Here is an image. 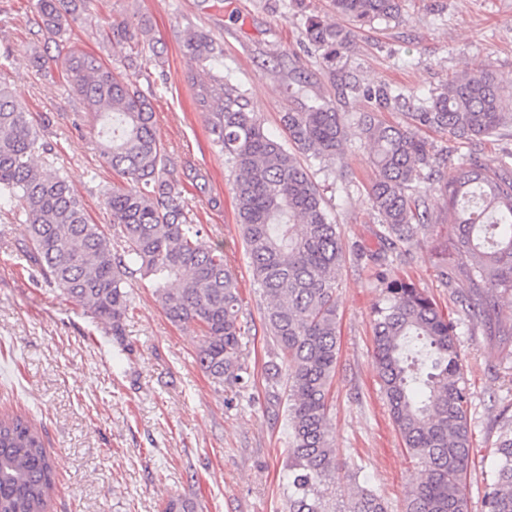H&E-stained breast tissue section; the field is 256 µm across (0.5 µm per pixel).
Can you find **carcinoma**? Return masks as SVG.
Listing matches in <instances>:
<instances>
[{
    "mask_svg": "<svg viewBox=\"0 0 512 512\" xmlns=\"http://www.w3.org/2000/svg\"><path fill=\"white\" fill-rule=\"evenodd\" d=\"M85 0H37L39 26L63 36ZM344 27L312 12L301 41L336 77V61L350 51L355 31L402 17L403 0H330ZM145 24H118L104 40L126 50L138 67ZM183 47L206 69L192 79L198 109L207 113L212 144L233 175L237 223L250 258L253 285L267 301L263 320L273 348L266 362L269 388H284L288 404L286 512H331L327 480L336 469L329 416L339 351L337 288L346 250L328 201L298 154L326 167L343 159L357 134L370 149L373 177L368 198L390 250L411 256L428 224L427 200L436 196L454 227L451 265L437 268L448 287L463 279L469 291L456 302L473 319L512 294V153L486 160L469 153L454 162L437 153L418 130L434 129L475 146L512 130V97L487 65L457 74L428 96L368 85L362 96L375 111L357 119L329 100L310 98L301 112L281 117L288 143L268 135L232 73L214 74L224 58L213 36L188 30ZM64 71L72 91L100 123L102 157L123 179L105 194L112 216V248L102 226L89 220L66 176L53 165L28 110L0 82V206L23 218L28 260L44 283L124 335L132 301L128 278L152 279L167 316L200 329L199 366L219 383H246L250 367L242 339L249 333L238 279L224 248L210 242L190 217L154 128L149 94L128 74L93 54L69 50ZM412 104V126L387 125L377 113ZM382 284L372 308L373 361L390 417L405 448L424 471L405 512H468L464 482L472 461L469 410L473 391L458 343L457 319L406 279ZM494 464L483 493L484 512H512V418L503 417ZM55 467L42 430L24 414L0 415V512H45ZM345 512H389L371 489L358 490Z\"/></svg>",
    "mask_w": 512,
    "mask_h": 512,
    "instance_id": "carcinoma-1",
    "label": "carcinoma"
}]
</instances>
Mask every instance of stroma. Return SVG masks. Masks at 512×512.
I'll list each match as a JSON object with an SVG mask.
<instances>
[{"instance_id": "35a3bbf8", "label": "stroma", "mask_w": 512, "mask_h": 512, "mask_svg": "<svg viewBox=\"0 0 512 512\" xmlns=\"http://www.w3.org/2000/svg\"><path fill=\"white\" fill-rule=\"evenodd\" d=\"M305 10L327 13V0H303L298 8L291 0H89L55 43L39 30L36 0H0V21L9 26L0 82L42 119L56 166L96 224H110L105 193L120 178L101 157L95 121L67 90L63 58L76 47L122 67V53L106 48L103 34L120 22L149 23L154 48L144 52L134 79L152 89L156 132L179 188L196 223L223 244L242 311L253 323L244 338L252 375L241 387L220 384L199 367V330L169 320L141 276L128 281L134 304L123 338L115 339L90 311L36 276L24 257L23 223L0 212V411L31 416L43 432L56 465L47 512H163L173 495L194 502L196 512H285L288 422L284 400L272 397L264 377L272 350L262 320L266 302L251 280L232 176L195 103L189 77L199 67L182 40L190 28L219 39L224 65L251 109L283 141L280 116L300 111L304 96L330 99L342 112L371 108L334 86L302 43ZM343 63L357 84L422 94L484 64L510 92L512 0H405L401 19L356 31ZM297 71L306 77L301 96L288 88ZM343 165V172L316 175L328 188L347 253L337 290L339 353L330 406L337 458L329 489L339 506L366 487L388 500L390 512H404L422 472L390 419L373 368L371 310L381 286L368 256L379 254L389 278H410L453 314L459 310L453 292L467 284L451 289L436 275L454 238L442 200L430 199L432 227L412 260H404L380 245L368 199L369 155L358 137L347 143ZM458 340L473 391L466 496L469 512H484L497 418L512 416V345L464 317Z\"/></svg>"}]
</instances>
